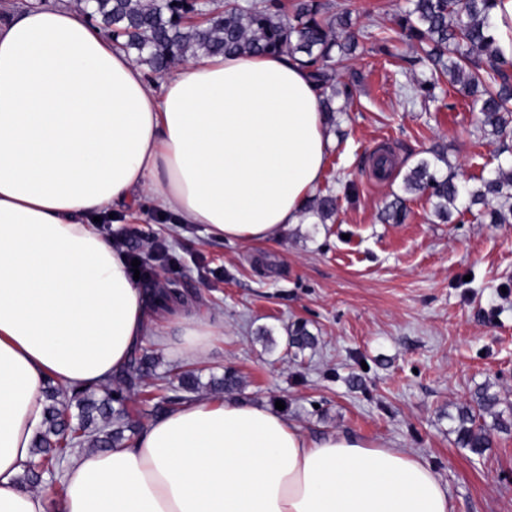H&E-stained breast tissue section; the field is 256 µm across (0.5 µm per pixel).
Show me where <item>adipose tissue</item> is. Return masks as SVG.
Segmentation results:
<instances>
[{
  "label": "adipose tissue",
  "instance_id": "obj_1",
  "mask_svg": "<svg viewBox=\"0 0 512 512\" xmlns=\"http://www.w3.org/2000/svg\"><path fill=\"white\" fill-rule=\"evenodd\" d=\"M488 31L512 63V0ZM307 70L285 54L199 55L157 80L82 14L0 20V512H453L407 448L309 438L271 409L191 399L130 443L71 456L57 497L20 477L47 381L104 383L147 338L207 356L224 321L158 314L95 218L199 224L270 244L300 223L331 136Z\"/></svg>",
  "mask_w": 512,
  "mask_h": 512
}]
</instances>
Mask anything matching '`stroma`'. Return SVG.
I'll use <instances>...</instances> for the list:
<instances>
[{
    "mask_svg": "<svg viewBox=\"0 0 512 512\" xmlns=\"http://www.w3.org/2000/svg\"><path fill=\"white\" fill-rule=\"evenodd\" d=\"M357 29L392 28L407 0H345ZM352 69L364 84L339 116L317 191L339 197L326 223L305 219L272 244H229L198 224H104L125 249L150 240L158 284L177 282L184 302L224 318V336L198 361L202 381L237 372V399L284 413L310 437L339 432L420 454L440 474L454 512H512V432H493L483 456L453 431L461 407L490 387L512 415V224L479 212L442 224L426 197L407 203L401 224L382 210L402 194V174L433 146L444 147L462 180L476 184L498 164L479 112L460 88L443 104L406 102L413 78L381 49L360 40ZM391 146L397 171L377 181L368 156ZM355 192H346L348 184ZM306 324L317 338L299 356L287 329ZM270 330L265 342L260 329Z\"/></svg>",
    "mask_w": 512,
    "mask_h": 512,
    "instance_id": "1",
    "label": "stroma"
}]
</instances>
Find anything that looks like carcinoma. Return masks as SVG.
Instances as JSON below:
<instances>
[{"label":"carcinoma","mask_w":512,"mask_h":512,"mask_svg":"<svg viewBox=\"0 0 512 512\" xmlns=\"http://www.w3.org/2000/svg\"><path fill=\"white\" fill-rule=\"evenodd\" d=\"M81 10L112 35L121 49L135 56L150 73L161 74L179 61L198 54L258 55L286 53L298 58L308 70L321 95V112L327 121L347 111L356 72L344 77V62L356 49L359 35L352 12L330 0H79ZM490 0H408V6L395 18L394 35L416 41L432 63L430 75L414 79V88L430 98L441 79L473 97L479 107L483 133L502 146L498 154L509 153L495 170L476 185L456 180L453 172L443 173L448 163L444 149L434 147L431 157L420 159L403 177L404 195L395 196L385 207V220L404 222L408 196H425L435 215L448 221L451 210L470 211L480 205L492 224L512 223V65L498 59L493 38L488 35ZM342 104H336L337 100ZM338 196L327 191L310 199L306 213L325 222L338 209ZM150 301L172 302L181 299L176 288L149 283ZM316 339L304 324L288 329V348L298 355L315 346ZM158 358L143 349L134 353L128 364L96 387L60 390L48 387L43 430L34 441V459L28 464L24 480L37 486L44 476L57 470L61 461L77 448L104 450L136 435V424L145 415L161 414L187 400V394L202 388L215 393L232 392L241 387L239 377L228 371L224 377L204 384L191 371L159 375ZM172 391L162 396L151 409L142 408L147 400L133 396L148 388ZM476 408L466 406L455 428L457 443L481 456L490 446V428L512 427L497 410L500 398L484 387L477 390ZM78 414L69 416L71 409ZM494 419L493 426L482 421Z\"/></svg>","instance_id":"carcinoma-1"}]
</instances>
